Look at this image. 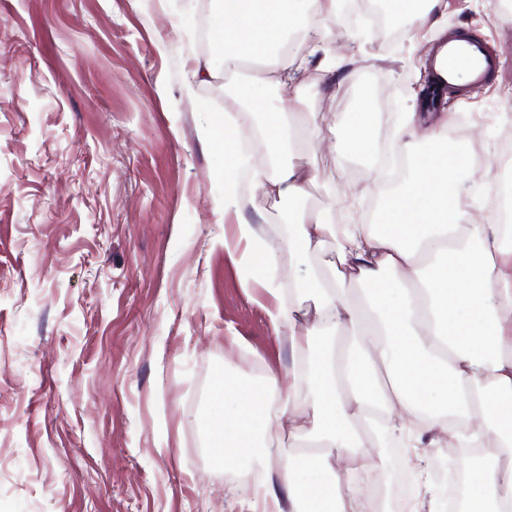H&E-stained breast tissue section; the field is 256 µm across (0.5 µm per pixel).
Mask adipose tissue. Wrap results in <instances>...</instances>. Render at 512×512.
Here are the masks:
<instances>
[{"label": "adipose tissue", "mask_w": 512, "mask_h": 512, "mask_svg": "<svg viewBox=\"0 0 512 512\" xmlns=\"http://www.w3.org/2000/svg\"><path fill=\"white\" fill-rule=\"evenodd\" d=\"M339 0H213L211 39L225 74L249 62L259 73L238 84L236 111L205 129L224 146V212L238 215L235 241L224 249L245 268L246 284L271 292L273 328L287 327L300 356L288 381L218 379L212 400V459L229 472H255L250 512H372L371 502L336 475V451L362 467L382 460L370 434L406 448L442 444L482 449L469 473L464 512H512V225L484 210L474 218L453 189L484 168L449 151L431 113L409 112L392 150L408 162L372 223L340 224L331 210H289L280 237L240 217V175L265 196L296 200L313 174L292 159L306 133L290 121L316 55L335 50ZM442 0H386L390 20L416 37ZM280 108L258 109L268 89ZM340 152L371 159L375 127L365 109L343 113ZM338 242L326 276H289L277 286L282 250L311 256ZM360 289L358 300L347 284ZM301 398L310 424L298 423ZM306 441L305 454L274 449L279 423Z\"/></svg>", "instance_id": "obj_1"}]
</instances>
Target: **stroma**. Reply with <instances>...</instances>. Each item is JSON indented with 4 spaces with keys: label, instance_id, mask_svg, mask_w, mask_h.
Here are the masks:
<instances>
[{
    "label": "stroma",
    "instance_id": "stroma-1",
    "mask_svg": "<svg viewBox=\"0 0 512 512\" xmlns=\"http://www.w3.org/2000/svg\"><path fill=\"white\" fill-rule=\"evenodd\" d=\"M437 27L322 57L296 109L301 207L370 223L380 168L336 154L339 116L367 100L380 145L415 112L436 32L475 35L502 62L448 97L490 181L512 178V19L491 0H446ZM199 0H0V512H244L207 448L211 391L229 373L287 378L298 362L269 295L224 250L223 151L202 130L238 100L197 62ZM243 213L273 232L288 203L243 182Z\"/></svg>",
    "mask_w": 512,
    "mask_h": 512
}]
</instances>
